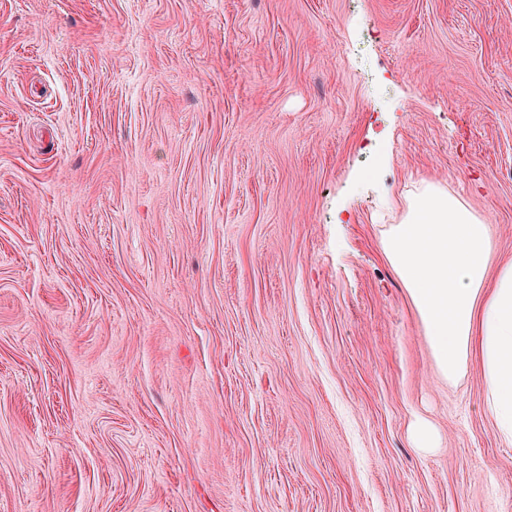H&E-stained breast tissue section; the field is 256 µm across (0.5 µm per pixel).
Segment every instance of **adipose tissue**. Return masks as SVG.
I'll list each match as a JSON object with an SVG mask.
<instances>
[{"mask_svg":"<svg viewBox=\"0 0 512 512\" xmlns=\"http://www.w3.org/2000/svg\"><path fill=\"white\" fill-rule=\"evenodd\" d=\"M382 252L419 315L438 373L455 381L478 352L485 404L512 444V261L491 267L490 228L462 196L421 181Z\"/></svg>","mask_w":512,"mask_h":512,"instance_id":"obj_1","label":"adipose tissue"}]
</instances>
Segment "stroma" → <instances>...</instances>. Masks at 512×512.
<instances>
[{
  "instance_id": "stroma-1",
  "label": "stroma",
  "mask_w": 512,
  "mask_h": 512,
  "mask_svg": "<svg viewBox=\"0 0 512 512\" xmlns=\"http://www.w3.org/2000/svg\"><path fill=\"white\" fill-rule=\"evenodd\" d=\"M423 180L512 260V0H0V512H512Z\"/></svg>"
}]
</instances>
